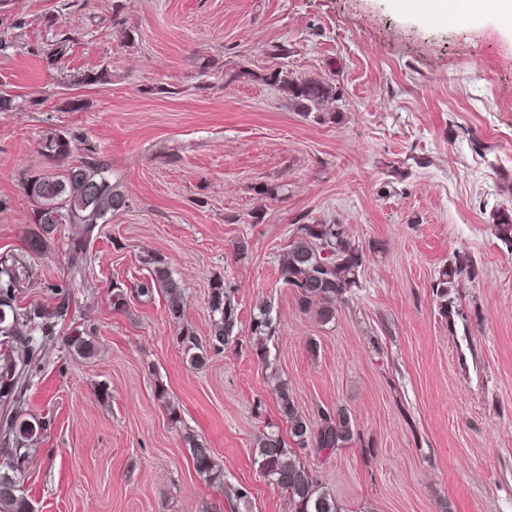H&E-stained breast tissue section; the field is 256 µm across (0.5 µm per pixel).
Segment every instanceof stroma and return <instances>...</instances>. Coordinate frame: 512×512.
I'll return each instance as SVG.
<instances>
[{
	"label": "stroma",
	"mask_w": 512,
	"mask_h": 512,
	"mask_svg": "<svg viewBox=\"0 0 512 512\" xmlns=\"http://www.w3.org/2000/svg\"><path fill=\"white\" fill-rule=\"evenodd\" d=\"M0 41L15 100L0 112V254L36 229L23 183L46 169L48 129L129 199L94 230L81 273L68 244L82 228L63 225L19 296L52 306L63 281L73 297L26 393L47 423L22 484L35 512H208L240 489L245 512H288L254 462L266 427L288 429L282 381L309 420L342 407L355 422L348 447L305 458L342 512H512V253L490 230L512 207V31L408 0H0ZM281 69L332 84L327 120L299 115L269 80ZM333 221L367 260L321 325L279 262L296 225ZM148 253L180 281L198 337L212 283L232 291L239 332L204 366L164 293L112 305ZM458 253L481 271L445 318L433 283ZM264 303L277 332L263 363L250 318ZM83 326L88 359L64 349ZM189 434L223 487L195 471Z\"/></svg>",
	"instance_id": "1"
}]
</instances>
